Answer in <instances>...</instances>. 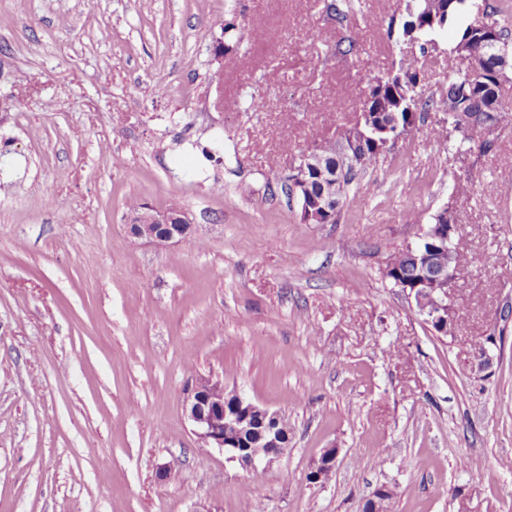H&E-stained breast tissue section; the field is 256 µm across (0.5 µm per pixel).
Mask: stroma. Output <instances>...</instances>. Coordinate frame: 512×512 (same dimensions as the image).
Returning a JSON list of instances; mask_svg holds the SVG:
<instances>
[{
    "instance_id": "obj_1",
    "label": "stroma",
    "mask_w": 512,
    "mask_h": 512,
    "mask_svg": "<svg viewBox=\"0 0 512 512\" xmlns=\"http://www.w3.org/2000/svg\"><path fill=\"white\" fill-rule=\"evenodd\" d=\"M406 5L0 0V512H241L247 484L265 512H361L383 485L395 512H512V123L485 151L428 112L335 224L280 188L398 71ZM488 6L437 36L424 95ZM134 200L181 206L194 240L133 239ZM447 205L476 262L444 337L386 265ZM201 378L292 424L260 477L193 434Z\"/></svg>"
}]
</instances>
